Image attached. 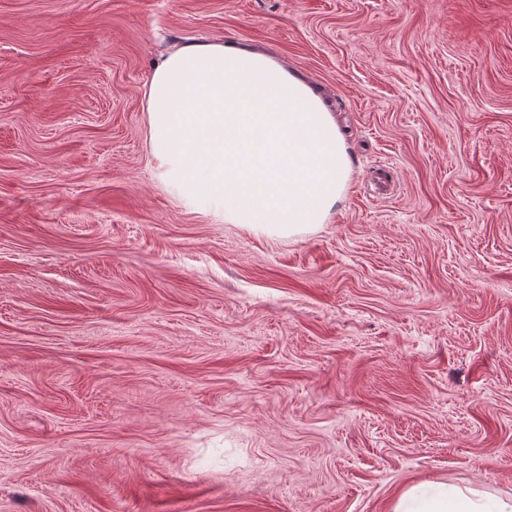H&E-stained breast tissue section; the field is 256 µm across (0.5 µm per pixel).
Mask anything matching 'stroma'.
Masks as SVG:
<instances>
[{"label":"stroma","mask_w":512,"mask_h":512,"mask_svg":"<svg viewBox=\"0 0 512 512\" xmlns=\"http://www.w3.org/2000/svg\"><path fill=\"white\" fill-rule=\"evenodd\" d=\"M273 55L346 132L325 224L184 206L146 79ZM512 495V0H0V512Z\"/></svg>","instance_id":"35a3bbf8"}]
</instances>
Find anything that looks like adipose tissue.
Masks as SVG:
<instances>
[{
  "label": "adipose tissue",
  "instance_id": "adipose-tissue-1",
  "mask_svg": "<svg viewBox=\"0 0 512 512\" xmlns=\"http://www.w3.org/2000/svg\"><path fill=\"white\" fill-rule=\"evenodd\" d=\"M146 101L160 176L217 222L293 235L325 223L346 194L332 113L270 55L218 40L179 47L153 63ZM394 512H512V496L441 482L408 488Z\"/></svg>",
  "mask_w": 512,
  "mask_h": 512
}]
</instances>
